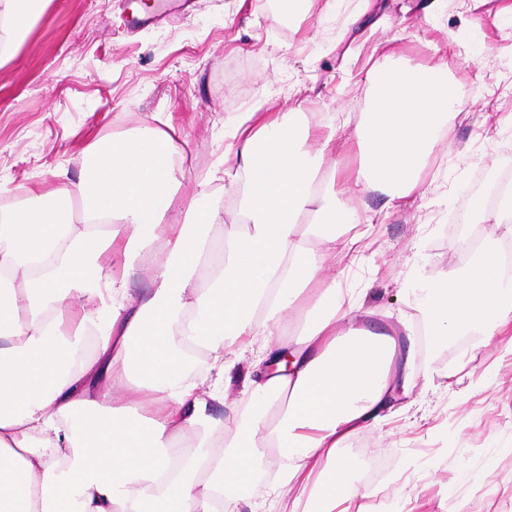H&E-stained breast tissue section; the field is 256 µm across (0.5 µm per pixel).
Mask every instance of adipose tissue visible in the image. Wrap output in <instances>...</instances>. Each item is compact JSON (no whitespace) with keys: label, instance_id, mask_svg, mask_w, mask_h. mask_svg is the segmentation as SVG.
<instances>
[{"label":"adipose tissue","instance_id":"adipose-tissue-1","mask_svg":"<svg viewBox=\"0 0 512 512\" xmlns=\"http://www.w3.org/2000/svg\"><path fill=\"white\" fill-rule=\"evenodd\" d=\"M48 3L0 0V62ZM373 78L374 109L343 142L269 99L240 113L223 194L183 197L175 138L146 123L94 140L77 180L0 210V512H235L272 448L292 512L352 495L339 450L410 394L419 349L321 268L360 248L341 231L362 221L345 187L407 201L457 99L441 66ZM341 150L359 158L342 182ZM458 220L511 234L512 187ZM211 224L219 240L200 234ZM145 272L151 290L133 294ZM413 300L435 345L486 343L512 323V270L488 247L444 280L420 276ZM250 336L259 356L230 432L212 407Z\"/></svg>","mask_w":512,"mask_h":512}]
</instances>
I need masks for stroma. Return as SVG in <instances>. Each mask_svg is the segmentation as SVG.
<instances>
[{
	"label": "stroma",
	"mask_w": 512,
	"mask_h": 512,
	"mask_svg": "<svg viewBox=\"0 0 512 512\" xmlns=\"http://www.w3.org/2000/svg\"><path fill=\"white\" fill-rule=\"evenodd\" d=\"M128 33L138 0H52L0 66V209L29 190L77 178L90 143L144 123L179 131L175 172L185 194L222 184L224 127L258 100L303 110L316 127L335 123L345 139L375 102V46L394 42L406 69L447 67L460 100L419 176L412 202L354 193L362 253L327 266L344 295L376 312L378 324L416 329L421 355L414 390L379 425L352 436L347 512H512V349L462 336L432 347L410 286L470 262L456 242L486 234L457 226L456 212L512 173V0H312L308 15L280 16L279 0H193ZM502 122L488 128L487 113ZM378 468L364 473L365 455Z\"/></svg>",
	"instance_id": "stroma-1"
}]
</instances>
